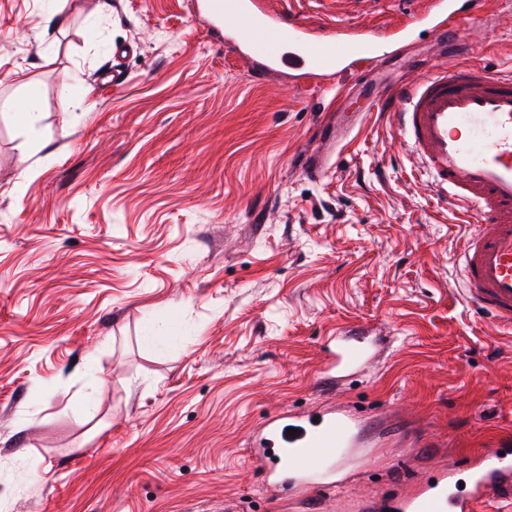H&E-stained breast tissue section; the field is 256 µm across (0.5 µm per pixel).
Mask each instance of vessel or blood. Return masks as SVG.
Wrapping results in <instances>:
<instances>
[{
	"label": "vessel or blood",
	"instance_id": "1",
	"mask_svg": "<svg viewBox=\"0 0 512 512\" xmlns=\"http://www.w3.org/2000/svg\"><path fill=\"white\" fill-rule=\"evenodd\" d=\"M489 0H430L420 13L436 37L465 49V21L481 18ZM213 28L240 52L261 46L259 69L290 71L296 80L333 76L378 60L380 44L362 33L315 39L298 15L276 13L263 0H202ZM394 130L428 177L432 192L476 222L459 253L468 304L497 327L512 329V76L476 64L443 66L420 80L381 93ZM360 337L331 336L324 343L327 370H354L369 357ZM365 420L353 410L299 414L266 421L254 437L255 457L267 480L312 493L339 489L349 476L329 464L352 448L374 445ZM466 492L442 469L433 484L369 512H479L489 497L512 501V450L484 449L472 466Z\"/></svg>",
	"mask_w": 512,
	"mask_h": 512
}]
</instances>
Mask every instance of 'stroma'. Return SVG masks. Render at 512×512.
I'll return each mask as SVG.
<instances>
[{
  "label": "stroma",
  "mask_w": 512,
  "mask_h": 512,
  "mask_svg": "<svg viewBox=\"0 0 512 512\" xmlns=\"http://www.w3.org/2000/svg\"><path fill=\"white\" fill-rule=\"evenodd\" d=\"M313 31L375 39L403 0ZM467 62L512 71V0ZM460 60L419 27L367 81L256 79L195 0H0V512H317L250 441L342 404L378 439L329 512L512 445V330L459 285L472 219L438 200L376 95ZM35 98L36 127L17 116ZM356 119L317 177L337 113ZM380 337L320 384L327 337Z\"/></svg>",
  "instance_id": "obj_1"
}]
</instances>
